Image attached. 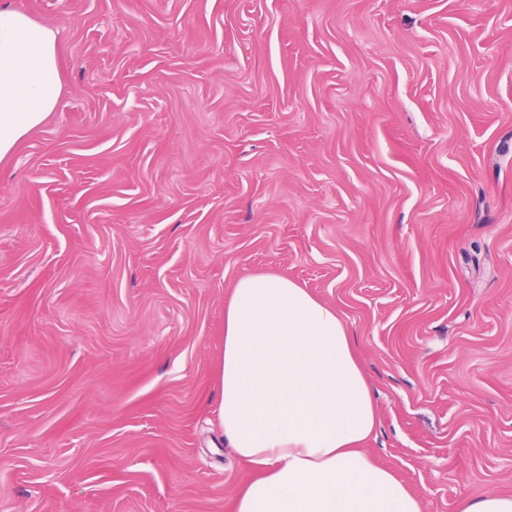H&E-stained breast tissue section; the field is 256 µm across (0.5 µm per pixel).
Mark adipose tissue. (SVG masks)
Here are the masks:
<instances>
[{
  "instance_id": "ef3b65f1",
  "label": "adipose tissue",
  "mask_w": 512,
  "mask_h": 512,
  "mask_svg": "<svg viewBox=\"0 0 512 512\" xmlns=\"http://www.w3.org/2000/svg\"><path fill=\"white\" fill-rule=\"evenodd\" d=\"M60 91L56 31L0 5V160ZM215 384L224 437L259 472L234 512H423L361 448L378 416L340 313L293 280L236 283Z\"/></svg>"
}]
</instances>
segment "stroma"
Masks as SVG:
<instances>
[{"label": "stroma", "mask_w": 512, "mask_h": 512, "mask_svg": "<svg viewBox=\"0 0 512 512\" xmlns=\"http://www.w3.org/2000/svg\"><path fill=\"white\" fill-rule=\"evenodd\" d=\"M56 109L0 161V512H233L224 305L335 306L423 512L512 494V0H6Z\"/></svg>", "instance_id": "obj_1"}]
</instances>
